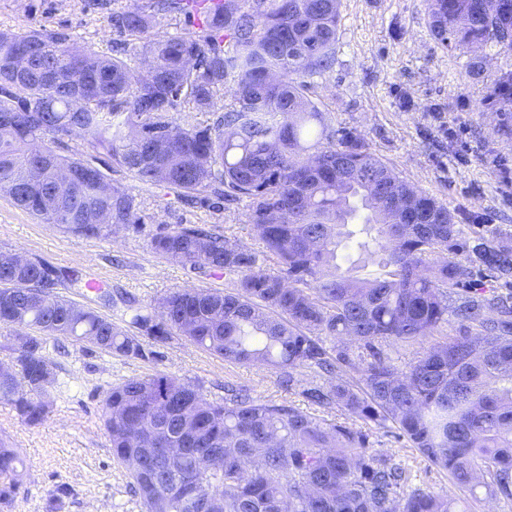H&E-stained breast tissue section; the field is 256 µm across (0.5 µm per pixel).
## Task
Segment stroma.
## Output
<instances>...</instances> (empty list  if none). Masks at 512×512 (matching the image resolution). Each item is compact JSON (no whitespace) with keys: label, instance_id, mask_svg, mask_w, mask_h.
Listing matches in <instances>:
<instances>
[{"label":"stroma","instance_id":"stroma-1","mask_svg":"<svg viewBox=\"0 0 512 512\" xmlns=\"http://www.w3.org/2000/svg\"><path fill=\"white\" fill-rule=\"evenodd\" d=\"M154 0H0V30L45 27L70 34L76 45L112 55L124 45L131 67L143 57L134 41L112 25L125 7L150 9ZM336 66L308 80L309 95L331 129L360 133L371 151L401 176L452 209L479 216L481 226L512 236V137L496 131L482 102L512 56L495 49L443 48L427 23L426 0H341ZM484 56L481 75L469 62ZM140 204V227L107 238H86L43 224L0 196V250H15L58 267L82 269L110 294L102 301L80 286L63 288L70 299L123 322L129 306H147L184 287L221 289L224 279L198 277L160 259L148 242L156 231L180 224H208L256 246L246 201L223 208L192 207L176 194L139 183L114 170ZM54 353L56 402L47 421L23 423L0 401V440L24 462V486L0 512H142L125 469L112 457L100 419L105 389L125 379L164 372L194 382L207 399L224 396L228 383L246 384L265 400L284 399L270 371L224 362L181 338L158 347L145 341L141 357L122 358L65 341ZM411 469L415 485L451 490L446 472L428 465L404 442L383 430L371 438ZM66 487L57 507L47 493Z\"/></svg>","mask_w":512,"mask_h":512}]
</instances>
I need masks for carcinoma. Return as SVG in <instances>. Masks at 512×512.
<instances>
[{"instance_id": "carcinoma-1", "label": "carcinoma", "mask_w": 512, "mask_h": 512, "mask_svg": "<svg viewBox=\"0 0 512 512\" xmlns=\"http://www.w3.org/2000/svg\"><path fill=\"white\" fill-rule=\"evenodd\" d=\"M200 14L198 38L150 33L152 15L112 13L122 35L142 41L146 67L80 51L61 30L0 31V195L44 224L109 238L140 222L136 198L112 182L123 169L188 203L248 201L259 247L198 224L149 240L161 259L227 280L224 290L186 287L134 310L137 336L56 292L85 284L76 268L35 259L0 265V324L31 330L18 360L27 385L0 379V400L28 425L53 405L50 338H71L122 357L144 355L141 337L183 338L228 363L266 367L305 407L229 385L219 400L155 372L107 389L101 417L112 456L144 512H473L483 499L512 500V237L466 232L462 215L404 179L365 138L329 129L306 77L336 64L341 0H160ZM437 40L512 54V0H427ZM27 62L20 74L14 69ZM76 86L91 89L81 108ZM230 89L232 102L212 122ZM488 98L499 130L512 132V70ZM77 136L84 155L54 154L39 167L38 143ZM155 138L166 149L151 148ZM419 224H390L400 203ZM375 265L380 276L354 273ZM435 342L408 362L403 355ZM393 429L466 492L411 485L394 457L372 449ZM184 448L178 456L166 449ZM224 454V466L199 462ZM22 460L0 444V506L22 485Z\"/></svg>"}]
</instances>
